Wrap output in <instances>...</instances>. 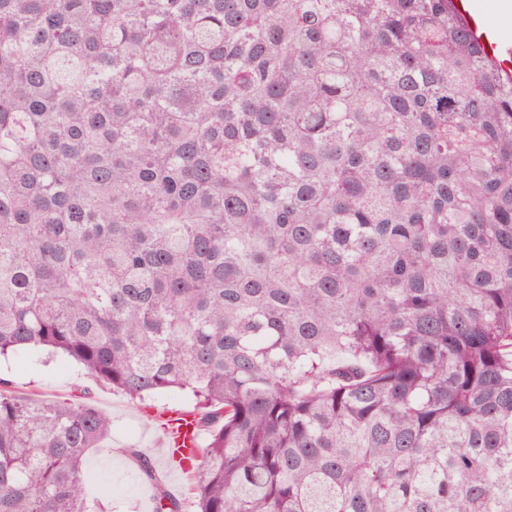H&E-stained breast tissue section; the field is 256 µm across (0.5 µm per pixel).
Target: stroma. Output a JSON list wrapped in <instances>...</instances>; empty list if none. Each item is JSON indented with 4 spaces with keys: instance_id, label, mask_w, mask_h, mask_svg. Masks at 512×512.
Masks as SVG:
<instances>
[{
    "instance_id": "35a3bbf8",
    "label": "stroma",
    "mask_w": 512,
    "mask_h": 512,
    "mask_svg": "<svg viewBox=\"0 0 512 512\" xmlns=\"http://www.w3.org/2000/svg\"><path fill=\"white\" fill-rule=\"evenodd\" d=\"M0 378L9 380L15 395L36 393L61 402L84 395L111 416L110 437L101 447L91 449L85 462L91 476L87 484L89 497L111 512H151L154 489L135 463L139 457L150 460L163 474L168 491L189 487V476L165 461L160 433L146 421L142 405L94 381L79 365L45 353L26 360L2 356Z\"/></svg>"
}]
</instances>
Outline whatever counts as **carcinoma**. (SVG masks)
Returning a JSON list of instances; mask_svg holds the SVG:
<instances>
[{
    "label": "carcinoma",
    "instance_id": "obj_1",
    "mask_svg": "<svg viewBox=\"0 0 512 512\" xmlns=\"http://www.w3.org/2000/svg\"><path fill=\"white\" fill-rule=\"evenodd\" d=\"M451 2L0 0V356L185 392L198 512H512V78ZM6 385L0 512H98L110 416Z\"/></svg>",
    "mask_w": 512,
    "mask_h": 512
}]
</instances>
